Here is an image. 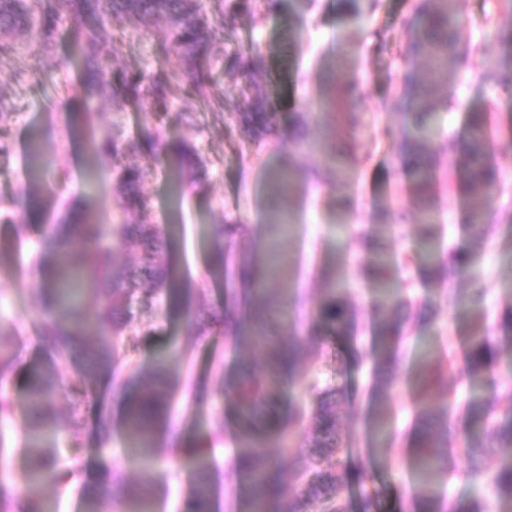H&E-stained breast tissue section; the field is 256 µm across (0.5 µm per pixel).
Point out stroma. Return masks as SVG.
Returning <instances> with one entry per match:
<instances>
[{"label": "stroma", "instance_id": "obj_1", "mask_svg": "<svg viewBox=\"0 0 512 512\" xmlns=\"http://www.w3.org/2000/svg\"><path fill=\"white\" fill-rule=\"evenodd\" d=\"M364 7L360 25H352L344 0H316L305 10L300 0H277L274 9L258 8L238 16L240 40L237 53L257 55L263 79L258 90L271 99L278 113L276 135L262 141L248 138L229 140L224 127L205 125L194 98L183 92L181 79H174L172 93L177 109L165 120L170 142L182 140L195 145L208 163L206 178L190 183L183 197L173 195L165 163L153 156L137 157V165L150 170L144 184L153 203L152 221L164 228L170 241V261L184 286L205 289L208 303L222 297L220 268L213 263L212 228L220 221L240 224L235 238L236 254L246 256L258 267L266 265V250L276 229L268 222L271 210L288 213L291 223L281 242L287 272L279 278L264 276L262 286L276 290L281 299H297V325L278 323L275 334L301 350L297 369L282 383L273 409L285 413L295 405L307 406L314 399L304 388L311 373L322 372L329 384L343 387L337 412L340 435L352 454L346 459L349 510L357 512L359 493L375 492L381 512H400L415 484L411 467L417 445L419 411L441 413L446 400L435 396L419 402L416 374L425 353L440 354L451 349L448 385L457 401L473 396V389L459 377L471 337L485 330L492 346L491 376L502 384L512 383V89L487 85L478 75L479 62L469 69L449 73L436 96H450L447 109L435 115L434 145L429 155L433 171L443 176L434 194L432 237L421 233L420 216L414 205L413 179L401 164L403 105L394 101L406 73L427 78L422 59L404 55L405 27L418 0H379ZM461 41L480 44L486 59L500 57L504 48L499 33L512 32V12L499 0H458ZM69 58L63 80L77 84L83 78L82 63L70 24L48 47L36 46L17 54L15 65L28 71L30 82L17 98L14 114L0 127L8 135L10 156L0 162V199H11L22 183H29L40 203V219L27 229L28 248L40 245L45 228L60 223L69 209L88 207L111 221L118 209L109 160L93 157L79 131L86 115H93L97 131H105L119 119L128 133L140 132L145 124L142 111L117 108L111 101L95 98L73 112L51 107L53 86L37 72L43 53ZM356 84V111L363 115L360 126L335 122L324 102L347 84ZM491 106L496 130L488 149L504 178L503 187L471 194L458 187L465 166L464 145L468 139L471 112ZM308 127L310 145L298 149L290 138L297 119ZM52 132L58 164L70 179L61 193L46 191L45 179L27 181V163L33 132ZM336 156L347 168L341 180L319 184L294 183L290 192L270 197L272 174L288 167L323 166ZM477 206L495 215L496 230L481 237L479 228L467 221ZM15 227L0 223V320L15 325L19 338L15 349L17 371L8 384L9 392L22 397L31 371L44 360L30 324L39 307L35 294L41 280L28 260L16 259L12 244ZM472 245V261L456 279H441L432 269L415 264L401 269L412 279L420 305L429 307L428 318L411 317L405 341L410 355L403 365L399 383L388 391L373 384L371 358L377 349L373 328L377 283L366 273L378 257L397 261L410 253L441 255L448 247ZM484 290L482 303L470 298L473 284ZM336 297L350 305L364 329L358 346L340 336L316 344L311 333L323 303ZM130 329L143 336L136 363L143 374H151L161 353H177L171 376L179 380L171 416L179 425L183 444H208L213 460L215 490L213 512H233L232 448L237 419L232 409L222 406V390L241 364L264 367L265 354L252 340L231 342L220 335L197 336L188 331L183 311L164 313L149 308L135 310ZM345 358L347 371L335 376L337 358ZM112 416V435L100 444L94 430L98 408ZM224 411V431L211 434L215 409ZM392 415L401 436L396 447L375 448L369 442L374 413ZM124 412L118 398L110 396L105 383H93L86 418L76 432L88 450L86 462L96 465L108 457L122 469L123 488L110 492L104 501L108 512H124V487L139 484L140 463L124 451ZM195 461L187 455L173 457L170 448L157 451L158 482L154 488L153 512H191L190 478Z\"/></svg>", "mask_w": 512, "mask_h": 512}]
</instances>
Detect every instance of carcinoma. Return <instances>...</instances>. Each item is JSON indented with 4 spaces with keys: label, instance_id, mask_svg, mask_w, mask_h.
Listing matches in <instances>:
<instances>
[{
    "label": "carcinoma",
    "instance_id": "1",
    "mask_svg": "<svg viewBox=\"0 0 512 512\" xmlns=\"http://www.w3.org/2000/svg\"><path fill=\"white\" fill-rule=\"evenodd\" d=\"M252 7L251 0H0V69L13 70L16 89H23L28 81L25 73L13 69L18 49L26 43L44 45L53 41L60 23L67 17L74 24L75 41L87 54L90 69L81 86L64 81L54 83L51 104L68 110L78 100L105 93L126 105L147 109L157 120L135 136L124 135L116 122L112 132L100 137L91 129L84 130L90 152L107 155L117 163L115 183L121 194L120 217L109 228L91 213L77 224H54L45 234L34 263L42 280L43 307L34 331L47 360L31 373L25 400L20 405L6 389L15 369L13 346L17 330L11 324L0 323V417H11L17 411L23 414L26 462L19 481L10 485L0 483V512H50L43 488L68 486L82 478V441L72 437L69 453L61 459L56 449L46 445V439L78 424L87 388L95 381H107L111 391L124 393L125 434L131 453L154 454L155 440L162 433L171 444H177L178 436L169 414L176 385L167 381L169 361L158 360L153 374L143 376L135 365L139 340L127 333V323L137 305H149L155 298L171 304L180 299L182 289L177 287V276L169 263V243L151 222V200L141 190L148 173L123 164V160L144 151L155 152L166 140L163 118L173 111V59L181 68L186 93L198 98L202 111L210 113L213 122L222 124L228 119L233 127L259 136L274 130L276 112L267 98L254 92L255 62L236 53L226 54L220 60L210 51L215 41L237 40L233 22ZM129 16L156 37L157 58L148 70H112L113 61L127 47L124 21ZM459 25L457 0H423L415 19L407 25L405 55L424 59L430 74L427 84L408 78L399 92L407 104V112L403 113L404 163L417 173L416 206L425 223L430 219L434 184L427 162L428 132L434 112L440 107L448 108L446 99L438 105L433 102L431 87L447 80L448 73L463 69L479 52L477 47L459 40ZM500 40L505 47L504 55L500 60L484 63L481 78L495 85H511L512 36L502 34ZM68 65L64 59L47 55L39 71L53 78ZM218 67L240 75L238 94H227L224 85L215 81L214 71ZM355 93V85L349 84L336 94L338 106L353 126L361 122L360 114L350 106ZM488 130V113H471L463 183L473 193L500 181L497 166L486 150ZM199 165L195 148L181 146L177 152L176 178L183 177L184 169L195 173ZM27 194L28 187L23 186L14 198L0 206L4 222L17 225L20 235L26 225L17 207ZM240 230L238 224L215 225L214 255L226 267L224 309L208 318L192 314L188 326L199 336L218 332L234 341L248 331L252 338L266 345L265 369L242 370L225 384V391L231 393L238 417L232 474L245 503L240 512H271V505L281 502L280 470L278 460L266 451V440L256 422L265 415L281 374L293 371L297 350L271 339L273 309L255 304L260 289L255 287L253 267L246 257L224 250V237L231 238ZM134 244L142 251L140 263L130 270L118 268L116 253ZM469 253L470 250L461 247L448 249V255L438 258L437 272L450 278L455 276L465 269ZM90 295L97 302L93 313L85 311L82 301ZM412 307L413 300L397 291L378 303L382 345L372 358L373 375L378 379L387 376V387L394 386L393 377L404 362L405 336L398 334L392 316ZM321 320L332 334L357 339V323L341 300L325 303ZM490 355L486 337L472 336L464 371L470 382L484 380ZM62 363L73 367L72 377L65 383L58 378ZM447 372L448 362L444 360L424 371L422 395L447 391ZM308 387L316 397L315 405L310 409L297 407L288 413L274 437L280 455L288 458L295 482L293 492L277 512H311L312 506L318 512H347V483L339 468L350 449L343 447L337 429L336 400L329 398L334 390L322 385L318 377L308 380ZM503 391L512 397L511 387L497 383L494 394L485 395L467 407L466 416L491 423L490 442L472 426H450L446 413L440 418H423L416 455L421 482L409 496L403 512H486L483 501L477 497L461 505L436 489V478L453 470L455 452L468 461L463 477L473 484L490 485L500 501L498 512H512V418L497 420V399ZM61 397L70 399L67 420L61 419L55 408ZM442 448L447 452H440ZM489 448L499 449V461L492 470L482 465ZM196 457L199 463L194 473V512H209L212 481L206 449H196ZM120 485L122 475L112 467L82 482L85 512H102L104 493ZM152 488V478L144 476L140 486L125 498V512H152Z\"/></svg>",
    "mask_w": 512,
    "mask_h": 512
}]
</instances>
